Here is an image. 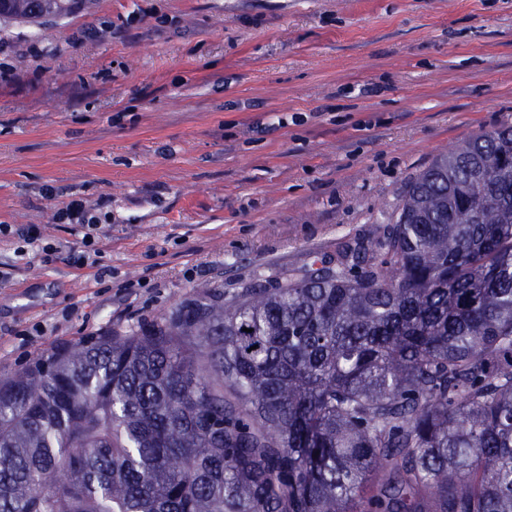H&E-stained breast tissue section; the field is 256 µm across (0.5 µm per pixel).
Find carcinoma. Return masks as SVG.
Masks as SVG:
<instances>
[{"label": "carcinoma", "mask_w": 512, "mask_h": 512, "mask_svg": "<svg viewBox=\"0 0 512 512\" xmlns=\"http://www.w3.org/2000/svg\"><path fill=\"white\" fill-rule=\"evenodd\" d=\"M0 512H512V125L437 156L376 242L0 381Z\"/></svg>", "instance_id": "cac0c4a2"}]
</instances>
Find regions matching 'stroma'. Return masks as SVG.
Segmentation results:
<instances>
[{
  "label": "stroma",
  "mask_w": 512,
  "mask_h": 512,
  "mask_svg": "<svg viewBox=\"0 0 512 512\" xmlns=\"http://www.w3.org/2000/svg\"><path fill=\"white\" fill-rule=\"evenodd\" d=\"M0 380L382 236L442 152L512 124V0H93L0 27ZM102 218L101 256L56 214Z\"/></svg>",
  "instance_id": "1"
}]
</instances>
